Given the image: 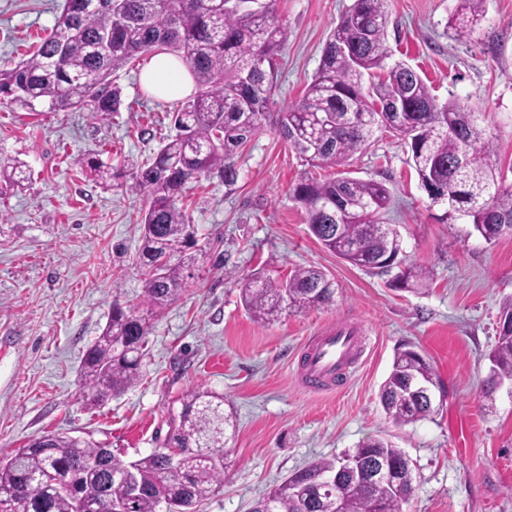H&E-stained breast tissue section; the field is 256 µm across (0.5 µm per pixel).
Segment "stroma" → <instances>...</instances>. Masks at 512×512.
<instances>
[{
    "instance_id": "35a3bbf8",
    "label": "stroma",
    "mask_w": 512,
    "mask_h": 512,
    "mask_svg": "<svg viewBox=\"0 0 512 512\" xmlns=\"http://www.w3.org/2000/svg\"><path fill=\"white\" fill-rule=\"evenodd\" d=\"M353 0H277L288 26L278 59L277 109L298 101L317 72L331 31ZM62 0H0V60L20 59L49 32ZM457 0H389L388 44L438 101L456 99L485 115L496 158L512 184V0H485V17L457 40L448 19ZM144 60L112 75L118 112L92 106L54 112L0 103V161L26 166L23 188L0 191V453L51 432L110 445L132 461L159 447L170 413L202 388L222 394L237 419L224 458V485L200 512H251L258 498L308 463L342 456L382 437L410 460L414 494L404 512H512V387L491 398L490 373L501 303L512 297V236L486 242L463 219H445L420 187L400 137L384 134L348 169L382 182L406 263L427 267L426 286L404 289L326 251L290 196L306 161L271 125L239 160L234 189L202 179L184 204L198 229L186 291L159 313L143 298L139 271L145 199L106 190L87 161L140 164L175 135L172 103L140 82ZM300 266L336 284L333 303L283 313L264 324L243 308L251 276H287ZM145 317L148 354L137 384L105 405L82 398L80 367L113 305ZM362 326L361 358L335 391L302 389L294 374L307 339L336 321ZM418 350L436 370L445 400L438 414L400 426L379 391L395 355Z\"/></svg>"
}]
</instances>
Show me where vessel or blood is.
I'll use <instances>...</instances> for the list:
<instances>
[{"label":"vessel or blood","mask_w":512,"mask_h":512,"mask_svg":"<svg viewBox=\"0 0 512 512\" xmlns=\"http://www.w3.org/2000/svg\"><path fill=\"white\" fill-rule=\"evenodd\" d=\"M360 333L361 327L355 322L318 329L299 362L302 387L312 392H329L345 380L360 358Z\"/></svg>","instance_id":"1"}]
</instances>
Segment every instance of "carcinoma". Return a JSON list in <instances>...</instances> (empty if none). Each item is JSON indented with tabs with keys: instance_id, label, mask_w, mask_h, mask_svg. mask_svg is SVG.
I'll list each match as a JSON object with an SVG mask.
<instances>
[{
	"instance_id": "carcinoma-1",
	"label": "carcinoma",
	"mask_w": 512,
	"mask_h": 512,
	"mask_svg": "<svg viewBox=\"0 0 512 512\" xmlns=\"http://www.w3.org/2000/svg\"><path fill=\"white\" fill-rule=\"evenodd\" d=\"M276 0L256 8L233 9L227 0H64L50 34L32 55L0 62V100L33 106L42 101L54 111L86 102L94 112L119 110V88L112 73L143 55L159 52L180 58L198 93L172 113L176 135L160 141L150 161L133 167V188L146 195L140 224V256L145 302L162 308L184 291L195 257L187 250L196 229L180 205L187 185L216 175L232 188L239 177L235 157L267 121L315 166L339 167L367 148L379 131L402 137L421 186L446 196L450 210L469 218L487 241L512 235V186L503 183L491 133L482 113L450 100L439 103L420 74L402 61L389 62L386 46L387 0H353L323 48L320 67L303 97L283 112H272L277 57L288 41ZM484 0H458L449 29L460 39L481 21ZM405 105L388 114L377 106ZM106 186L120 188V172L103 162L88 164ZM292 197L307 215L321 246L371 274L402 264L399 234L385 216L391 205L387 187L374 180L304 178ZM422 266L400 269L393 281L402 288L426 285ZM335 282L317 267H301L283 281L254 277L241 285V300L255 320L270 322L285 310H304L333 301ZM498 336L490 353L493 375L485 393L512 381V298L503 302ZM146 318L112 309L102 334L82 362L83 397L95 405L120 395L141 375ZM439 381L428 361L408 348L395 357L380 402L397 425L433 415L421 399L401 397L406 381ZM233 414L224 397L193 389L181 411L170 417L162 447L126 462L111 449L83 437L51 433L0 457V512H76L74 499L89 512H115L123 494L113 489V474L140 486L124 512H160L162 499L179 512H199L200 504L224 481V449ZM177 448L176 459L167 449ZM405 453L380 438L362 441L347 457L364 468L379 460L398 462ZM338 459H321L301 468V482L333 479L330 511L309 502L291 474L268 493L273 512H403L414 493L408 482L364 483L336 476ZM72 491L63 493L60 486Z\"/></svg>"
}]
</instances>
